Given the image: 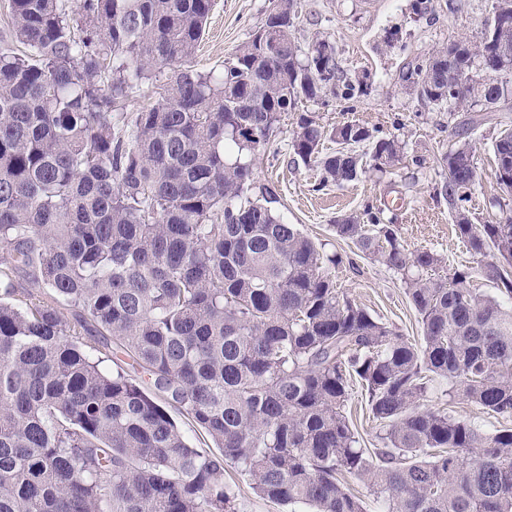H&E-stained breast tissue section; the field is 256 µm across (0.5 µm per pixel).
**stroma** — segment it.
<instances>
[{"label": "stroma", "mask_w": 512, "mask_h": 512, "mask_svg": "<svg viewBox=\"0 0 512 512\" xmlns=\"http://www.w3.org/2000/svg\"><path fill=\"white\" fill-rule=\"evenodd\" d=\"M494 0H300L301 18L296 36L301 43L322 38L334 43L344 65L355 71L363 91L348 101L329 105L304 103L318 123L332 129L347 120L378 127L408 143L419 155V168L402 169L393 179L371 174L346 187L317 189L315 169L294 164L288 144L295 113L283 114L266 151L257 156L258 184L275 189L280 218L324 244L326 252L342 257L335 276L340 290L364 305L405 336L421 334L415 313L399 276L384 265L357 256L347 242L336 238V217L362 213L369 205L401 196L398 213L400 240L407 249H433L448 268L471 269L475 287L497 295L476 260L457 239L447 204L435 197L440 180L439 155L456 139V117L435 112L399 79L402 70L424 60L437 47L464 37L478 42L484 19ZM269 0H213L205 35L196 54L198 68H218L225 57L261 27ZM478 127L469 137L478 162L480 184L466 207L474 223L499 217L493 204L499 196L492 142L501 124L512 122V112L493 108L478 112Z\"/></svg>", "instance_id": "35a3bbf8"}]
</instances>
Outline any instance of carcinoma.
Masks as SVG:
<instances>
[{"instance_id": "1", "label": "carcinoma", "mask_w": 512, "mask_h": 512, "mask_svg": "<svg viewBox=\"0 0 512 512\" xmlns=\"http://www.w3.org/2000/svg\"><path fill=\"white\" fill-rule=\"evenodd\" d=\"M212 0H10L0 49V512H239L226 468L298 512H512V428L487 431L429 405L451 399L512 418V208L475 224L465 138L438 159L436 196L500 296L445 258L408 251L390 207L335 220L336 237L400 275L422 336L410 339L337 288L317 244L255 180L282 114L361 81L336 46L295 36L297 0L220 69L194 64ZM493 31L411 65L402 80L438 112L493 101L512 112V56ZM152 105L129 118L143 87ZM336 144L325 148V141ZM289 147L318 187L421 166L395 134L298 116ZM512 196V124L493 143ZM71 311L66 317L62 308ZM135 364L102 367L100 347ZM380 427L369 450L346 414L353 385ZM194 422L195 446L168 413ZM217 448L220 454L212 449Z\"/></svg>"}]
</instances>
